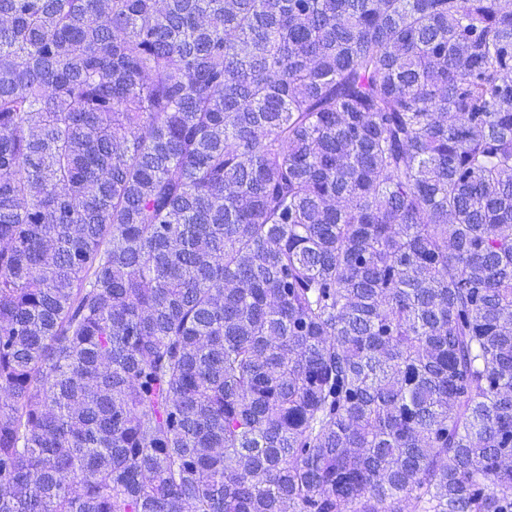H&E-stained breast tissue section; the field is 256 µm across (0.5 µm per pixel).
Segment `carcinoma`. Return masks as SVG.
I'll list each match as a JSON object with an SVG mask.
<instances>
[{
  "label": "carcinoma",
  "instance_id": "carcinoma-1",
  "mask_svg": "<svg viewBox=\"0 0 512 512\" xmlns=\"http://www.w3.org/2000/svg\"><path fill=\"white\" fill-rule=\"evenodd\" d=\"M0 512H512V0H0Z\"/></svg>",
  "mask_w": 512,
  "mask_h": 512
}]
</instances>
